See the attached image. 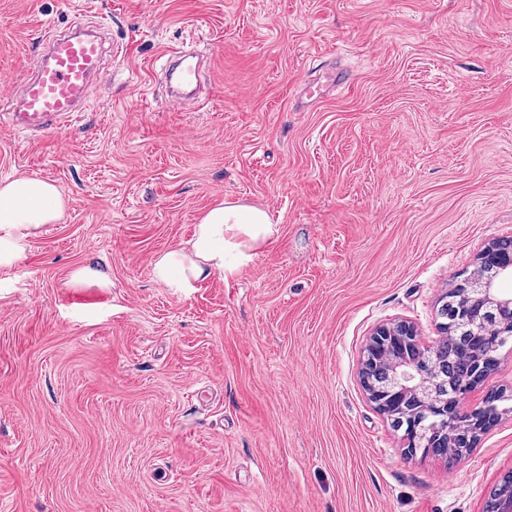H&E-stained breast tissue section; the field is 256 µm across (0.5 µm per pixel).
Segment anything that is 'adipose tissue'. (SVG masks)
I'll return each instance as SVG.
<instances>
[{
	"label": "adipose tissue",
	"instance_id": "obj_1",
	"mask_svg": "<svg viewBox=\"0 0 512 512\" xmlns=\"http://www.w3.org/2000/svg\"><path fill=\"white\" fill-rule=\"evenodd\" d=\"M65 200L47 180L20 176L0 182V267L12 266L29 241L61 219ZM279 227L263 208L224 201L204 212L193 236L152 263L154 279L185 291L214 275L229 276L276 239Z\"/></svg>",
	"mask_w": 512,
	"mask_h": 512
}]
</instances>
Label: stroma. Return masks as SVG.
<instances>
[{
    "label": "stroma",
    "mask_w": 512,
    "mask_h": 512,
    "mask_svg": "<svg viewBox=\"0 0 512 512\" xmlns=\"http://www.w3.org/2000/svg\"><path fill=\"white\" fill-rule=\"evenodd\" d=\"M102 28V80L59 130L0 127V181L67 201L0 268V512H485L512 412L456 460L409 454L363 347L512 237V0H0V111L40 36ZM203 54L199 104L159 86ZM350 82L306 108L331 68ZM240 201L278 238L176 292L154 258ZM107 269L108 288L71 274ZM461 400L512 398V349Z\"/></svg>",
    "instance_id": "1"
}]
</instances>
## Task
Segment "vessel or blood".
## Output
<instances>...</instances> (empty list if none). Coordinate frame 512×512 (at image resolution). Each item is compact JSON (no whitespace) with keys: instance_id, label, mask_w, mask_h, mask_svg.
I'll return each mask as SVG.
<instances>
[{"instance_id":"1","label":"vessel or blood","mask_w":512,"mask_h":512,"mask_svg":"<svg viewBox=\"0 0 512 512\" xmlns=\"http://www.w3.org/2000/svg\"><path fill=\"white\" fill-rule=\"evenodd\" d=\"M104 48L99 38L76 32L46 34L30 58L32 78L24 85L19 103L9 115L18 130L57 129L78 114L89 83L103 69ZM200 64L193 55L173 50L165 70L168 85L197 84Z\"/></svg>"}]
</instances>
